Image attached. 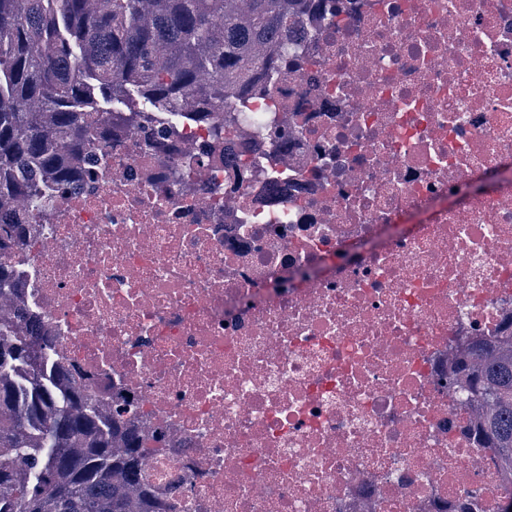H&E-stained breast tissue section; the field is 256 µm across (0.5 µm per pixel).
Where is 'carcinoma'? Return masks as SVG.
Wrapping results in <instances>:
<instances>
[{
  "instance_id": "cac0c4a2",
  "label": "carcinoma",
  "mask_w": 512,
  "mask_h": 512,
  "mask_svg": "<svg viewBox=\"0 0 512 512\" xmlns=\"http://www.w3.org/2000/svg\"><path fill=\"white\" fill-rule=\"evenodd\" d=\"M330 2L0 0V257L35 251L52 229L30 219L76 184L100 123L210 120L217 138L240 124L288 147L302 131L245 97L315 66L300 24ZM28 279L0 261L12 304L0 315V512H172L143 470L154 439L127 408L72 386ZM448 388L512 487V334L469 343Z\"/></svg>"
}]
</instances>
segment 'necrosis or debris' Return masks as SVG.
Segmentation results:
<instances>
[{
	"mask_svg": "<svg viewBox=\"0 0 512 512\" xmlns=\"http://www.w3.org/2000/svg\"><path fill=\"white\" fill-rule=\"evenodd\" d=\"M339 4L343 37L254 97L303 128L288 149L125 129L11 257L73 386L159 436L173 512L507 497L446 357L512 320V0Z\"/></svg>",
	"mask_w": 512,
	"mask_h": 512,
	"instance_id": "obj_1",
	"label": "necrosis or debris"
}]
</instances>
